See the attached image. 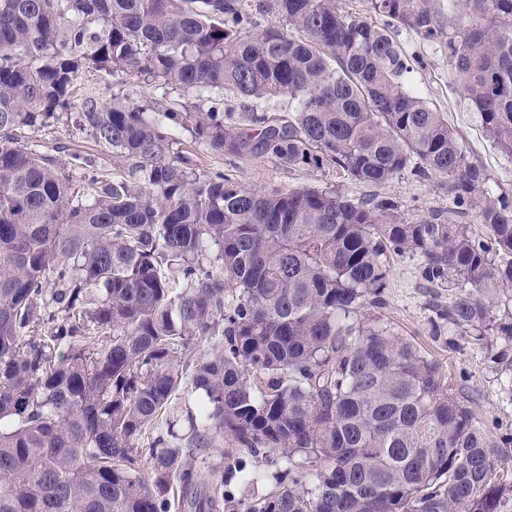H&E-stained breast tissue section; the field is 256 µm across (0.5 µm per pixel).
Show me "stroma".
Listing matches in <instances>:
<instances>
[{
    "mask_svg": "<svg viewBox=\"0 0 512 512\" xmlns=\"http://www.w3.org/2000/svg\"><path fill=\"white\" fill-rule=\"evenodd\" d=\"M392 30L410 61L408 88L443 112L469 158L489 174L493 193L512 197V159L486 136L479 114L469 108L461 88L451 79L447 35L427 40L399 23ZM79 83L103 100L119 93L143 102L156 95L148 83L137 77H118L105 71L83 72ZM177 135L201 174L221 171L245 186L266 191L285 192L304 186L333 188L340 183L331 169L314 173L291 171L263 158L231 163L224 155L194 143L185 130H178ZM28 138L41 151L59 155L65 162L74 151L91 156L101 179L109 180L119 173L111 151L95 145L80 130L76 113L61 115L49 127L29 133ZM380 192L401 202L402 217L408 222L419 221L430 211L448 206V195L436 178L421 182L404 173L381 187ZM452 294L449 288L427 286L420 278L415 259H398L391 263L387 305L382 315L396 335L417 344L443 365L455 394L465 400L492 437L512 434V400L506 397L502 381L492 371L486 349L456 332L435 330L431 302L447 301Z\"/></svg>",
    "mask_w": 512,
    "mask_h": 512,
    "instance_id": "1",
    "label": "stroma"
}]
</instances>
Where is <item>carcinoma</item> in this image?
Masks as SVG:
<instances>
[{
    "mask_svg": "<svg viewBox=\"0 0 512 512\" xmlns=\"http://www.w3.org/2000/svg\"><path fill=\"white\" fill-rule=\"evenodd\" d=\"M458 2L473 20L448 32L452 79L512 154V0ZM370 9L441 33L427 0ZM86 69L161 95L81 96ZM409 72L389 24L337 0H0V512H500L512 436L493 440L374 314L390 260L415 257L458 288L436 319L494 337L512 375V202ZM68 112L122 176L25 140ZM175 126L356 185L439 177L448 210L408 223L376 193L199 175ZM473 212L481 235L456 222ZM214 336L187 371L183 351Z\"/></svg>",
    "mask_w": 512,
    "mask_h": 512,
    "instance_id": "cac0c4a2",
    "label": "carcinoma"
}]
</instances>
